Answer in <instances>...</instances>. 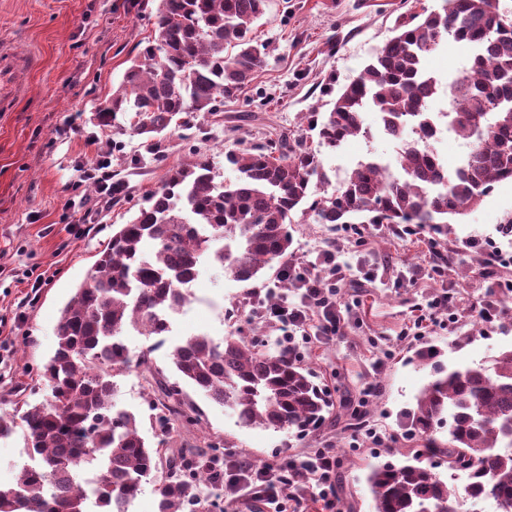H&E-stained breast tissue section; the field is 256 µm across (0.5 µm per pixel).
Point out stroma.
<instances>
[{
	"label": "stroma",
	"mask_w": 512,
	"mask_h": 512,
	"mask_svg": "<svg viewBox=\"0 0 512 512\" xmlns=\"http://www.w3.org/2000/svg\"><path fill=\"white\" fill-rule=\"evenodd\" d=\"M158 0H0V43L17 54L36 52L38 62L23 76L12 100L0 110V337L7 350L0 364V415L48 398L39 371L53 354L59 311L92 271L116 225L127 223L126 207H101L82 180L86 166L108 155L115 177L124 180L134 203L160 185L168 168L192 160L200 148L223 164L236 139L256 142L279 132L316 145L309 112H326L334 89L357 77L375 50L393 35L398 18L436 10L442 0H268L254 25L258 40L273 50L255 80L220 111L193 113L188 126L161 135L167 160L158 164L146 137L128 122L102 125L98 107L110 98L131 60L152 33ZM125 148L109 153L111 140ZM382 136L353 137L336 153H322L325 193L340 188L345 173L371 155L392 157ZM512 182L493 191L437 238L448 251V266L438 267L428 247L429 230L401 233L394 224H364L359 234L325 224H293L291 261L299 267L318 263L323 248H339L346 271L340 296L345 325L331 338L302 344L299 354L332 403L315 432L276 431L246 426L228 408L214 404L190 385L181 398L194 405L198 420L174 424L162 435L149 403L153 371L180 383L170 353L196 335L214 340L238 334L278 346L280 333L265 324L250 304L248 284L204 263L189 305L174 315L163 339L128 331L133 359L148 358L117 376L114 403L134 413L149 442L166 439L169 448H202L217 439L231 455L262 466L318 448L339 450L335 512H373L366 481L377 464L401 465L417 450L408 416L419 391L431 379L416 351L429 342L442 350L449 367L485 362L512 348V300L501 283L512 281V264L489 261L496 249L512 255ZM34 269L45 285L31 291L20 277ZM449 294V309H432L436 296ZM500 301L503 317L479 329L474 312L483 301ZM435 311L438 319L456 315L452 331L435 330L427 340L405 336L415 316ZM381 436L371 445L366 429Z\"/></svg>",
	"instance_id": "stroma-1"
}]
</instances>
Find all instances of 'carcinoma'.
<instances>
[{
	"mask_svg": "<svg viewBox=\"0 0 512 512\" xmlns=\"http://www.w3.org/2000/svg\"><path fill=\"white\" fill-rule=\"evenodd\" d=\"M267 0H158L151 39L100 109L105 122L130 117L138 134L187 123L194 112H218L238 97L269 56L252 36ZM491 0H443L439 10L415 13L395 27L359 75L343 85L331 109L309 113L318 148L287 134L224 152L232 180L218 178L198 151L169 168L144 204L112 234L94 270L61 309L56 348L40 377L51 399L21 415H0V439L21 434L37 465L22 467L15 483L0 485V512H100L157 485L159 512H208L203 483H212L207 458L217 443L169 456L163 483L156 474L161 449L140 435L137 417L115 409L114 378L131 367L124 333L159 336L161 310L181 307L182 285L208 259L240 282L281 271L292 256L288 225L301 213L310 224H413L436 233L461 208L478 205L493 185L512 181V11L495 17ZM448 42L469 43L467 69L441 86L422 68L424 57ZM446 93L448 124L468 147L454 172L424 137L429 103ZM379 113L385 132L401 142L385 179L375 161L357 165L340 189L317 192L324 179L320 154L366 136L364 113ZM428 344L417 359L432 367L412 412L413 431L427 453L448 469L468 473L472 498L492 497L512 512V349L464 368H448ZM179 376L208 400L228 407L247 425L275 430L313 428L326 419L329 400L290 353L258 341L192 336L171 351ZM167 402L153 406L161 430L174 419L193 423L180 391L160 384ZM448 424V442L437 436ZM373 512H448V484L429 458L372 468L367 476Z\"/></svg>",
	"mask_w": 512,
	"mask_h": 512,
	"instance_id": "cac0c4a2",
	"label": "carcinoma"
}]
</instances>
